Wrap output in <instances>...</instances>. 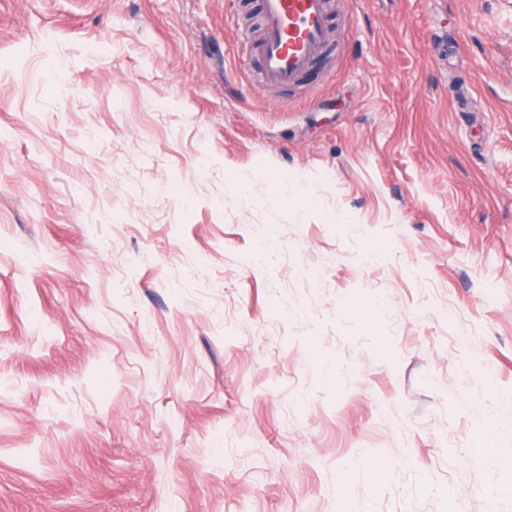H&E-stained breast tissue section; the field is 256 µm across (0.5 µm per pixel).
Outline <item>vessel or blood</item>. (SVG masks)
<instances>
[{
	"mask_svg": "<svg viewBox=\"0 0 512 512\" xmlns=\"http://www.w3.org/2000/svg\"><path fill=\"white\" fill-rule=\"evenodd\" d=\"M259 71L274 87L294 86L316 63L331 32L327 0H260Z\"/></svg>",
	"mask_w": 512,
	"mask_h": 512,
	"instance_id": "obj_1",
	"label": "vessel or blood"
}]
</instances>
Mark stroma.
Masks as SVG:
<instances>
[{"instance_id": "obj_1", "label": "stroma", "mask_w": 512, "mask_h": 512, "mask_svg": "<svg viewBox=\"0 0 512 512\" xmlns=\"http://www.w3.org/2000/svg\"><path fill=\"white\" fill-rule=\"evenodd\" d=\"M0 0V512H512V0ZM259 1V71L273 87H292L314 66L331 34L328 0Z\"/></svg>"}]
</instances>
